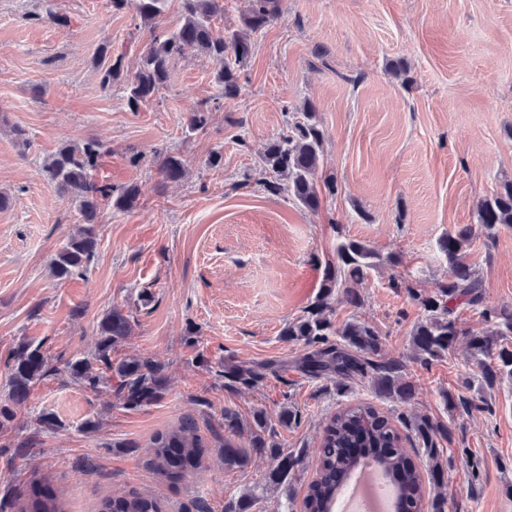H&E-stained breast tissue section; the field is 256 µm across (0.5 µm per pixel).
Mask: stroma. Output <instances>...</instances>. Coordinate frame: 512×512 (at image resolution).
I'll return each instance as SVG.
<instances>
[{
	"label": "stroma",
	"mask_w": 512,
	"mask_h": 512,
	"mask_svg": "<svg viewBox=\"0 0 512 512\" xmlns=\"http://www.w3.org/2000/svg\"><path fill=\"white\" fill-rule=\"evenodd\" d=\"M56 5L68 26L40 21L42 0H0V193L11 198L0 210V401L11 347L87 355L115 306L135 318L121 355L152 357L169 383L137 411L66 374L37 385L19 418L44 410L59 426L37 434L15 468L0 454V499L40 479L64 512H97L104 497L132 491L158 499L163 512H196L202 500L224 512L245 493L251 512H305L327 418L367 403L396 424L425 414L452 425L444 453L455 463L442 486L425 480L427 495L444 491L453 512H512V383L480 390L463 337L445 357L416 361L411 334L423 312L391 285L401 276L424 292L447 281L439 239L474 223L476 202L512 177V0H282L280 17L254 39L238 97L195 134L192 112L219 94L216 62L186 49L167 87L130 111L120 92L101 90L94 52L111 45L135 68L150 29L135 27L134 8L109 0ZM396 60L407 63L408 83L390 74ZM307 100L326 134L319 173L339 187L316 211L263 187L267 143ZM88 139L108 148L97 178L137 185L139 197L131 210L105 212L94 262L60 282L50 262L77 228L76 208L42 165L60 144ZM166 150L186 160L183 180L159 174L156 155ZM215 151L223 161L214 168ZM341 235L399 258L360 285L363 308L336 301L331 319L356 316L381 331L388 355L407 364L411 402L381 397L367 381L340 392L330 379L306 377L297 367L303 343L282 336L314 300ZM466 260L490 301L512 307V229L474 240ZM228 359L269 362L277 373L259 389L229 393L217 376ZM448 392L489 409L449 413ZM285 406L298 423H280ZM261 408L273 440L301 459L282 482L267 457L224 464V411L247 420ZM188 418L206 446L202 465L170 481L153 468V440ZM89 419L98 431L83 432ZM464 452L477 472L460 463ZM86 456L92 469L76 468Z\"/></svg>",
	"instance_id": "obj_1"
}]
</instances>
